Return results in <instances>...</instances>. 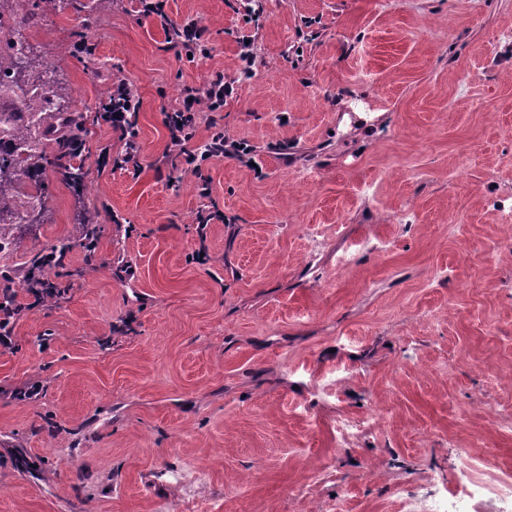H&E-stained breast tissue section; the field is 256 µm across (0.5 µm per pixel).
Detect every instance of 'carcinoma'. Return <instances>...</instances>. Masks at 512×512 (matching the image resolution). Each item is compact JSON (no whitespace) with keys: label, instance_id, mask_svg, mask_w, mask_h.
<instances>
[{"label":"carcinoma","instance_id":"cac0c4a2","mask_svg":"<svg viewBox=\"0 0 512 512\" xmlns=\"http://www.w3.org/2000/svg\"><path fill=\"white\" fill-rule=\"evenodd\" d=\"M53 65L33 54L31 47L6 56L0 50V99L5 92L29 86L38 88L36 95L23 99L10 113L0 112V252L1 242L15 244L13 229L25 223L33 208L16 204L15 193L23 184L42 197L41 178L47 167L55 166L64 180L74 186L84 183L83 164L75 162L73 136L86 132L83 113L70 109L67 94L52 78ZM96 225L85 221L78 238L62 241L56 249L62 253L76 246L88 247L96 239ZM16 282L0 278V307L8 310L17 305Z\"/></svg>","mask_w":512,"mask_h":512}]
</instances>
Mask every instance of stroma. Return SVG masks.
<instances>
[{"label":"stroma","instance_id":"1","mask_svg":"<svg viewBox=\"0 0 512 512\" xmlns=\"http://www.w3.org/2000/svg\"><path fill=\"white\" fill-rule=\"evenodd\" d=\"M257 3L166 0L205 28L194 61L135 0L31 32L88 116L86 186L46 171L0 273L81 217L98 237L0 347V512H401L472 489L459 449L512 473V0ZM217 72L250 153L161 166L166 111ZM116 78L135 172L97 162L122 147L95 119ZM341 416L365 427L343 446Z\"/></svg>","mask_w":512,"mask_h":512}]
</instances>
